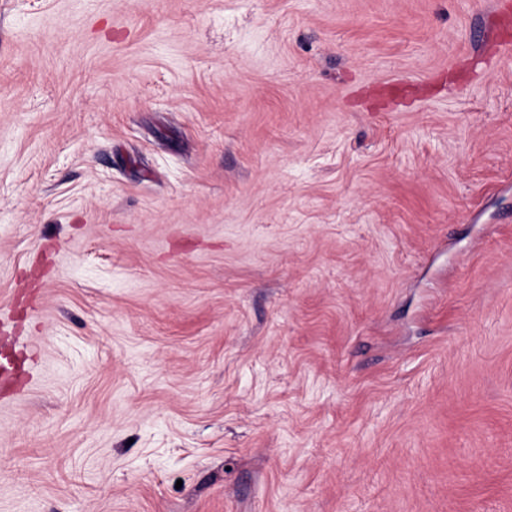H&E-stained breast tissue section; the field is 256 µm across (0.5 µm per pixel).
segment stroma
<instances>
[{
  "label": "stroma",
  "instance_id": "stroma-1",
  "mask_svg": "<svg viewBox=\"0 0 512 512\" xmlns=\"http://www.w3.org/2000/svg\"><path fill=\"white\" fill-rule=\"evenodd\" d=\"M0 512H512V0H0Z\"/></svg>",
  "mask_w": 512,
  "mask_h": 512
}]
</instances>
